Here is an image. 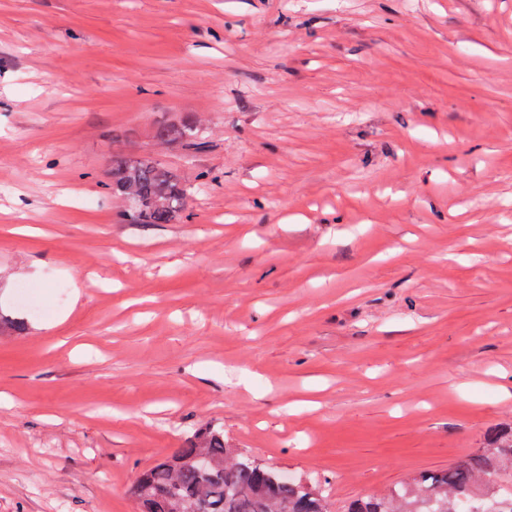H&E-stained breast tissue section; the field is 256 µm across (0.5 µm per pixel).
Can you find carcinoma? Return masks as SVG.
I'll return each mask as SVG.
<instances>
[{
	"instance_id": "obj_1",
	"label": "carcinoma",
	"mask_w": 512,
	"mask_h": 512,
	"mask_svg": "<svg viewBox=\"0 0 512 512\" xmlns=\"http://www.w3.org/2000/svg\"><path fill=\"white\" fill-rule=\"evenodd\" d=\"M207 138L197 112L158 125L153 135L162 148L198 151ZM106 186L126 224H179L193 191L152 152L112 156ZM131 494L143 512H331L318 480L287 475L225 447L224 433L211 425L142 470ZM343 512H512V422L448 469L416 473L383 493L347 502Z\"/></svg>"
}]
</instances>
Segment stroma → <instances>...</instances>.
<instances>
[{"label":"stroma","instance_id":"1","mask_svg":"<svg viewBox=\"0 0 512 512\" xmlns=\"http://www.w3.org/2000/svg\"><path fill=\"white\" fill-rule=\"evenodd\" d=\"M181 112L179 224L115 153ZM118 131L127 140L113 141ZM512 0H0V512H140L202 424L334 512L512 421ZM207 129L198 112H185L181 116L158 125L153 140L165 149L185 148L203 150L207 146ZM126 224H179L193 188L152 152L112 156L105 184Z\"/></svg>","mask_w":512,"mask_h":512}]
</instances>
